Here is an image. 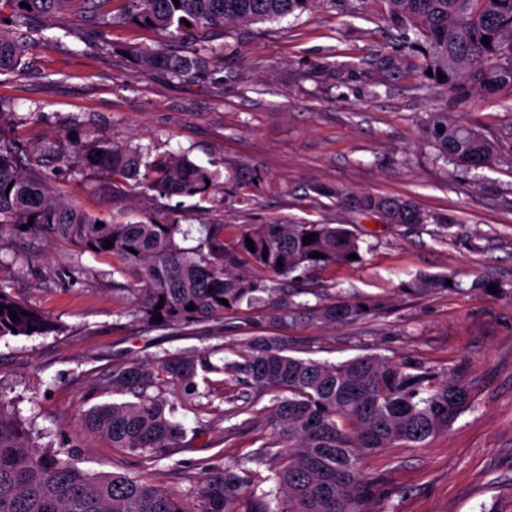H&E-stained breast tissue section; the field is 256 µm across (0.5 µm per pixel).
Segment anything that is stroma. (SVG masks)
I'll return each mask as SVG.
<instances>
[{"instance_id":"stroma-1","label":"stroma","mask_w":512,"mask_h":512,"mask_svg":"<svg viewBox=\"0 0 512 512\" xmlns=\"http://www.w3.org/2000/svg\"><path fill=\"white\" fill-rule=\"evenodd\" d=\"M36 24L63 34L31 44L19 67L0 75V140L31 153L56 195L115 223L220 224L228 238L269 222L347 225L361 263L315 271L304 285L373 305L355 321L286 327L228 314L151 328L133 315L131 295L115 290L111 261L62 241L5 237L0 283L55 326L0 338V397L38 444L73 451L89 472H129L192 499L200 463H233L259 446L225 419L226 402L178 399L186 434L152 456L111 447L81 414L108 401L113 366L204 350L220 366L245 337L275 332L303 358L378 355L468 386L472 406L448 432L363 459L375 480L367 512H512V100L481 92L456 100L422 85L420 60L385 0H320L278 21L225 26L213 40L223 54L186 82L144 70L139 53H179L187 40L124 24L99 31L76 10ZM434 112L478 125L499 142L498 162L465 171L437 161L425 137ZM90 129L116 144L186 154L212 167L216 189L173 209L67 160L64 150ZM45 142L60 155H35ZM365 194L410 198L429 220L372 224L350 206ZM442 275L449 287L403 290ZM201 420L211 433L195 434Z\"/></svg>"}]
</instances>
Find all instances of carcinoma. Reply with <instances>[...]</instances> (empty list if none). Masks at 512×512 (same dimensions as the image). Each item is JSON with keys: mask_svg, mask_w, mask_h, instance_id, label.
Here are the masks:
<instances>
[{"mask_svg": "<svg viewBox=\"0 0 512 512\" xmlns=\"http://www.w3.org/2000/svg\"><path fill=\"white\" fill-rule=\"evenodd\" d=\"M26 2L30 8L20 6ZM113 0H0V73L11 71L35 41L53 37L32 26L83 5L90 22L114 23ZM123 23L168 32L222 28L276 21L312 10L320 0H124ZM389 18L407 48L422 60L423 80L462 97L473 87L488 94L512 95V0H386ZM489 37V44L482 43ZM223 52L201 40L183 55L142 51L145 70L164 69L180 80L205 69L209 56ZM445 75L439 79L438 74ZM426 135L446 162L467 169L493 164L500 145L477 127L434 112ZM73 162L106 169L133 188L171 200L205 196L215 190L212 171L187 157H150L149 149L118 145L90 136L73 147ZM28 158L0 142V238L6 234L58 239L79 253L112 261L133 298V313L160 327L222 318L226 313L272 304L270 319L288 324L302 319L354 321L366 314L357 300L297 301L307 293L294 284L312 271L355 265L358 237L343 224H253L231 239L224 225L197 229L157 220L112 223L90 217L59 198L48 178L30 174ZM354 208L390 224H424L428 217L409 198L357 196ZM27 229H22V226ZM314 233L310 244L303 237ZM197 239L198 244L182 243ZM251 239L255 250L247 247ZM113 246L104 248L105 241ZM134 252H129V249ZM268 256H263V252ZM320 257L313 258L311 254ZM283 262L278 266L277 262ZM447 287L446 278L415 279L408 293ZM226 299L224 305L220 299ZM193 310H188V305ZM0 337L45 334L50 320L35 306L0 285ZM16 312L19 320L10 319ZM35 330L28 331V326ZM222 373L223 383L239 388L223 396L231 404L227 419L247 411L240 402L271 396L267 417L243 424L262 444L244 460L216 466L200 464L202 477L192 501L176 492L118 472L89 473L70 459L33 442L25 425L0 399V512H362L369 492L361 461L369 453L398 443L420 446L448 431L469 408L468 388L451 376L380 356H358L329 363L290 354L288 337H247L236 358L218 367L207 352L168 354L153 363L131 361L112 368L108 387L121 402L96 404L82 419L114 448L146 452L173 448L185 428L174 418L175 405L151 390L164 384L187 396H200L199 372ZM266 467L268 475L261 476ZM266 483L269 489L257 488ZM276 508H271V503Z\"/></svg>", "mask_w": 512, "mask_h": 512, "instance_id": "obj_1", "label": "carcinoma"}]
</instances>
